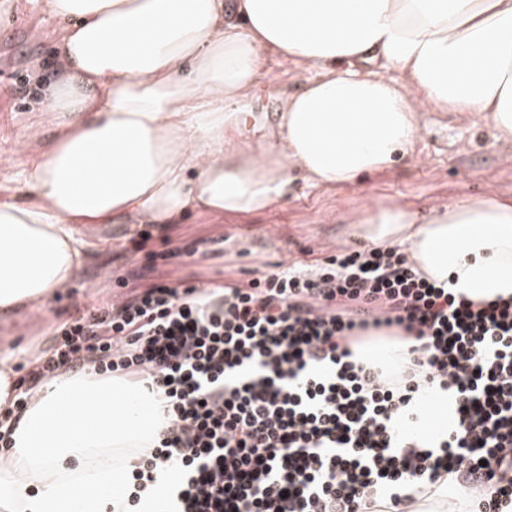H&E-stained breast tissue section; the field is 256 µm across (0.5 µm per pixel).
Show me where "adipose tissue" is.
I'll return each instance as SVG.
<instances>
[{
    "label": "adipose tissue",
    "mask_w": 512,
    "mask_h": 512,
    "mask_svg": "<svg viewBox=\"0 0 512 512\" xmlns=\"http://www.w3.org/2000/svg\"><path fill=\"white\" fill-rule=\"evenodd\" d=\"M46 4L69 26L24 136L38 148L0 199V314L49 303L100 252L91 225L255 215L298 179L355 185L414 157L430 109L478 116L512 152V0ZM272 56L320 74L252 138L244 117ZM346 233L402 246L430 280L469 298L512 297V200L462 195L423 214L379 203ZM15 362L0 355V432L13 442L0 451V512H98L162 427V403L91 373L41 384L11 415ZM454 407L449 393L435 397L412 428L419 445L447 439Z\"/></svg>",
    "instance_id": "1"
}]
</instances>
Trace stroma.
<instances>
[{"label": "stroma", "instance_id": "35a3bbf8", "mask_svg": "<svg viewBox=\"0 0 512 512\" xmlns=\"http://www.w3.org/2000/svg\"><path fill=\"white\" fill-rule=\"evenodd\" d=\"M67 23L52 15L46 0H0V195L12 193L18 169L11 161L26 129L38 119L31 110V79L52 56ZM268 74L253 92L249 133L272 122L288 94L302 82L294 64L269 59ZM417 149L425 159L405 161L363 178L347 189H324L296 182L287 198L254 216L217 218L190 214L184 223L162 229L140 224H99L93 233L104 249L84 262L73 282L47 308L0 322V351L21 350L28 367L49 348L55 329L94 304L129 296L140 282L172 285L191 280L246 277L278 263H322L351 250L343 217L377 202L425 211L453 202L461 193L512 199V154L501 153L478 119L454 112H431ZM141 273L143 281L133 280Z\"/></svg>", "mask_w": 512, "mask_h": 512}]
</instances>
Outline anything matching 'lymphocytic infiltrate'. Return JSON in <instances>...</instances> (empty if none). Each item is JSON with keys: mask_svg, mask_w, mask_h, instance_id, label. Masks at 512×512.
<instances>
[{"mask_svg": "<svg viewBox=\"0 0 512 512\" xmlns=\"http://www.w3.org/2000/svg\"><path fill=\"white\" fill-rule=\"evenodd\" d=\"M416 337L398 371L355 362L364 335ZM93 368L148 384L168 422L133 464L121 512H391L446 474L473 512L512 504V298L473 301L400 247L229 283H154L58 327L22 384ZM455 394L439 447L400 417Z\"/></svg>", "mask_w": 512, "mask_h": 512, "instance_id": "1", "label": "lymphocytic infiltrate"}]
</instances>
